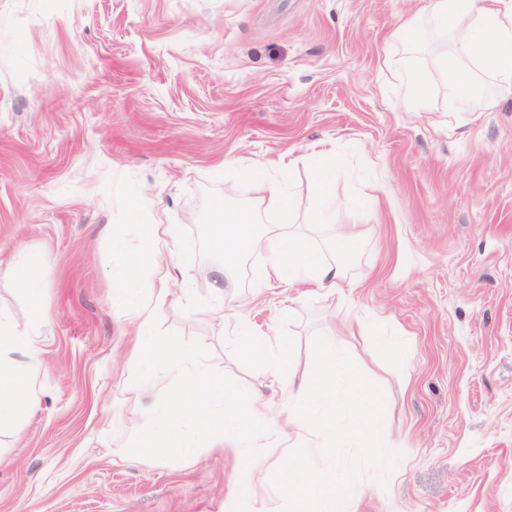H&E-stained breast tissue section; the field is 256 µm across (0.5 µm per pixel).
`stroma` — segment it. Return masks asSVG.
<instances>
[{"label": "stroma", "instance_id": "35a3bbf8", "mask_svg": "<svg viewBox=\"0 0 512 512\" xmlns=\"http://www.w3.org/2000/svg\"><path fill=\"white\" fill-rule=\"evenodd\" d=\"M428 0H0V316L29 327L36 391L21 436L0 433V512H280L270 482L291 447L323 465L321 440L268 439L244 462L236 438L178 462L125 453L170 374L136 386L132 312L121 310L107 242V180L137 179L147 215L173 229L160 257V326L209 351V366L258 394L256 416L288 418V389L232 355L231 316L257 336L289 332L297 378L324 334L379 384L387 485L362 480L349 512H512V99L471 101L442 127L403 107L401 71H429L454 32ZM414 19L418 40L395 36ZM336 167V221L294 223L344 288L264 282L258 247L215 282L216 203L257 195L242 167L308 199L316 155Z\"/></svg>", "mask_w": 512, "mask_h": 512}]
</instances>
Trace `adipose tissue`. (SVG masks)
I'll return each instance as SVG.
<instances>
[{
  "mask_svg": "<svg viewBox=\"0 0 512 512\" xmlns=\"http://www.w3.org/2000/svg\"><path fill=\"white\" fill-rule=\"evenodd\" d=\"M436 26L458 35L459 55L476 60L496 80L497 97L512 98V0H430ZM436 70L444 77L449 107L480 95L481 89L471 73L440 52ZM215 242L226 260L242 256L254 245H263L267 264L258 271L263 280L289 278L293 282L332 288L343 287L342 264L319 260L307 235L294 225H256L244 212L230 207L215 211ZM47 319L42 308L30 313L31 331L22 333L8 321L0 320V432H18L19 417L29 403L33 389L24 366L11 359V352L37 356L41 340L34 329Z\"/></svg>",
  "mask_w": 512,
  "mask_h": 512,
  "instance_id": "obj_1",
  "label": "adipose tissue"
}]
</instances>
